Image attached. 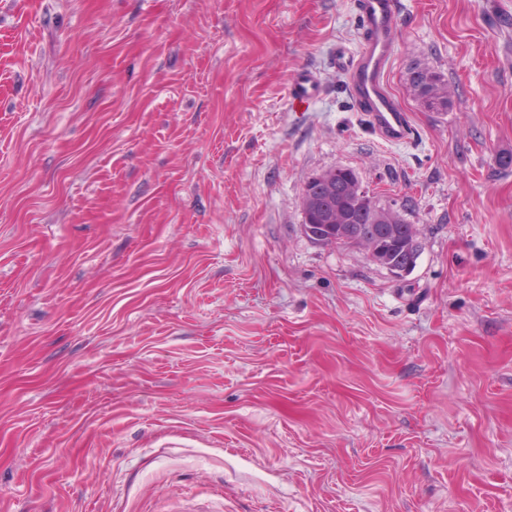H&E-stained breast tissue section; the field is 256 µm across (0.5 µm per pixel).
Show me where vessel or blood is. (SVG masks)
Segmentation results:
<instances>
[{
    "mask_svg": "<svg viewBox=\"0 0 512 512\" xmlns=\"http://www.w3.org/2000/svg\"><path fill=\"white\" fill-rule=\"evenodd\" d=\"M397 8V0H358L364 41L353 56L336 57V69L345 75L359 112L375 134L388 142H402L411 136L408 115L385 83L395 48ZM318 89L319 80L311 72L301 73L292 81V96L299 100L314 96Z\"/></svg>",
    "mask_w": 512,
    "mask_h": 512,
    "instance_id": "b4317fda",
    "label": "vessel or blood"
}]
</instances>
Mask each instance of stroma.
Listing matches in <instances>:
<instances>
[{
  "label": "stroma",
  "instance_id": "1",
  "mask_svg": "<svg viewBox=\"0 0 512 512\" xmlns=\"http://www.w3.org/2000/svg\"><path fill=\"white\" fill-rule=\"evenodd\" d=\"M362 40L355 0H0V512H512V0H400L406 143ZM336 166L408 276L304 235ZM397 1L358 0L363 44L352 58L336 53V70L346 76L359 112L375 134L388 142L406 141L412 134L407 113L385 83L395 48L393 21ZM409 85L415 98L428 109H448L450 101L447 87L439 72L428 67L416 66L410 71ZM319 90V80L312 72H303L292 81V96L301 101L314 96Z\"/></svg>",
  "mask_w": 512,
  "mask_h": 512
}]
</instances>
